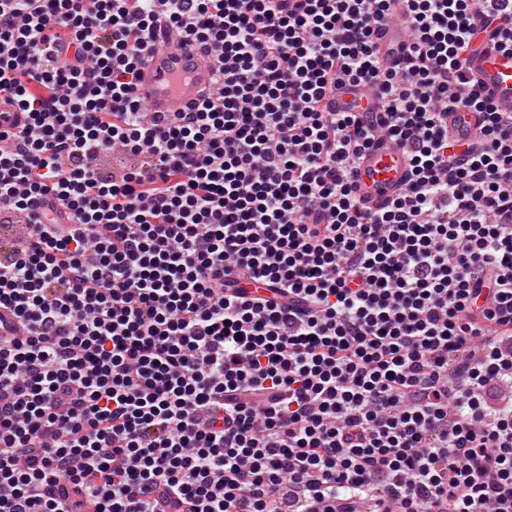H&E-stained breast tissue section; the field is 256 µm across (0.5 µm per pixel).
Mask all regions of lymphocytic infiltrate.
Listing matches in <instances>:
<instances>
[{
	"label": "lymphocytic infiltrate",
	"instance_id": "f902f5d3",
	"mask_svg": "<svg viewBox=\"0 0 512 512\" xmlns=\"http://www.w3.org/2000/svg\"><path fill=\"white\" fill-rule=\"evenodd\" d=\"M402 14L408 47L381 50ZM215 52L171 119L160 27ZM512 0H0V512H512ZM379 111H326L343 88ZM483 117L448 138L449 113ZM410 158L370 212L374 141ZM122 146L149 165L102 176ZM260 282L267 295H251ZM216 65L161 29L141 67L136 95L149 104V112L172 118L198 101L213 86ZM467 66L502 109L512 108V50L501 49L480 34ZM409 157L389 142H374L357 164L353 182L357 197L369 211H377L407 182Z\"/></svg>",
	"mask_w": 512,
	"mask_h": 512
}]
</instances>
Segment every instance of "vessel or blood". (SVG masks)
Here are the masks:
<instances>
[{
	"label": "vessel or blood",
	"mask_w": 512,
	"mask_h": 512,
	"mask_svg": "<svg viewBox=\"0 0 512 512\" xmlns=\"http://www.w3.org/2000/svg\"><path fill=\"white\" fill-rule=\"evenodd\" d=\"M467 66L494 102L512 108V50L478 37ZM214 62L160 32L141 67L136 95L150 111L174 117L198 101L213 85ZM409 157L389 142L373 143L357 164L353 182L357 197L369 211L382 208L407 182Z\"/></svg>",
	"instance_id": "1"
}]
</instances>
